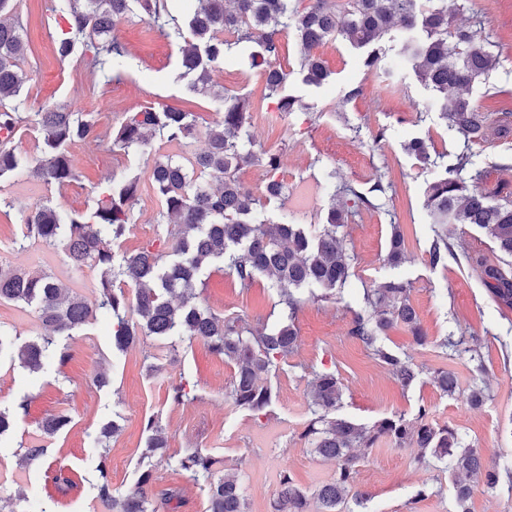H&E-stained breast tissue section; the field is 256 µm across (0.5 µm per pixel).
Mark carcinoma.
Here are the masks:
<instances>
[{
  "mask_svg": "<svg viewBox=\"0 0 512 512\" xmlns=\"http://www.w3.org/2000/svg\"><path fill=\"white\" fill-rule=\"evenodd\" d=\"M170 39L181 40L180 67L194 76L192 88L209 87L211 71L224 64L226 55L243 43L256 50L251 66L265 69L266 96L278 97L277 108L292 112L298 100L282 94L288 71L277 66L281 54V34L290 30L301 47L298 74L307 85L321 86L328 72L314 50L324 42L342 36L357 48L367 50L363 65L369 70L381 67L378 44L395 24L409 34L400 55L415 76L437 94L436 105L447 128L461 135L464 142L483 139L489 117L479 111L460 90L495 69L497 57L491 44L476 30L455 24V14L465 8L448 0H196L189 14L179 16L167 0H57L54 11L65 21L66 30L57 41L60 58L69 57L77 43L92 53V73L107 81L120 77L128 56L126 46L112 36L117 22L133 8ZM26 45L19 28L0 19V179L24 172L27 160L12 146L21 124L30 120L24 112L22 88L28 76L22 68ZM458 93L450 95L448 90ZM251 101L239 95L224 96V113L207 135V147L198 152L199 137L194 114L172 106L156 111L147 108L130 113L120 127L101 129L90 118L64 107L46 108L34 113L35 123L44 132L42 156L30 174L46 184L63 185L76 179L67 158V146L93 140L124 151L154 150L153 141L174 145L177 155H160L149 170L148 180L159 197L162 209L158 223H166L163 245L126 251L114 263L112 245L125 237L131 224V208L139 193V178L111 185L87 212L63 214L48 204L27 205L22 209L25 231L22 240L34 239L61 250L64 265L74 271L85 267L101 270L97 299L85 298L65 286L53 273L31 272L0 267V301L35 306L46 333L25 342L16 352L20 366L40 372L50 358L64 365L68 354L58 349L63 336L89 323L96 314L112 319V347L125 351L143 337L200 340L216 355L234 364L229 390L234 404L254 415L262 414L272 403L269 385L261 375L285 360L298 342L294 325L302 299L296 292L314 286L324 297L336 295L352 276L350 258L343 245L341 228L353 207L375 208L366 195L352 187L331 192L326 223L308 230L287 220L276 224H254V209L272 201L285 206L288 185L276 176V154L245 148L242 139L251 118ZM407 153L426 165L431 160L424 140L414 138L405 145ZM261 164L267 181L255 195L237 179L243 166ZM467 152L446 164L426 189L425 206L433 224L430 261L445 262L451 244L448 227H477L496 248L512 258V193L488 192L483 173L470 172ZM406 249L401 227L393 225L388 262L397 264ZM470 265L480 269L489 294L498 303L512 308V274L480 254L467 256ZM219 262L247 286L265 275L279 291L278 304L287 310L288 322L270 332L258 331L237 320L226 319L195 303L200 276L208 265ZM410 288L390 280L364 293L365 310L354 315L349 335L385 365L399 385L406 389L421 374L409 360L388 350L382 337L396 325L408 329L414 339L427 340L410 303ZM311 388L310 420L303 437L313 452L336 462V477L312 491L283 476L272 503V512H308L315 501L317 512H358L366 497L352 491L356 458L354 451L367 450L381 438L398 448L417 450L415 460L428 464L435 460L450 472L456 512H470L472 479L481 474L493 489L501 475L512 477L509 463L503 467L485 465L481 449L461 446L457 433L435 427L421 409L414 419L403 415L383 418L371 425L336 415L342 386L336 373L315 372ZM70 423L63 414L45 420L44 436L52 437ZM149 435L142 458L151 459L166 447V433L155 419L147 422ZM190 473L207 488V512H247L239 476L221 472L217 460L197 448L166 464ZM100 482L98 498L112 504V512H157L151 492L152 469L140 472L133 487L124 493L112 489L105 455L97 465Z\"/></svg>",
  "mask_w": 512,
  "mask_h": 512,
  "instance_id": "1",
  "label": "carcinoma"
}]
</instances>
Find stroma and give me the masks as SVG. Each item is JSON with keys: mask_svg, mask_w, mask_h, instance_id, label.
I'll list each match as a JSON object with an SVG mask.
<instances>
[{"mask_svg": "<svg viewBox=\"0 0 512 512\" xmlns=\"http://www.w3.org/2000/svg\"><path fill=\"white\" fill-rule=\"evenodd\" d=\"M54 0H16L12 18L29 45L24 64L30 79L24 86L30 111L62 105L67 111L92 114L99 127H119L128 113L149 106L173 104L195 113L200 131L215 125L223 111L221 93L248 94L254 101L247 133L256 148L279 157V178L289 186L306 189V205L298 214L301 224L324 223L331 204V185H350L364 192L376 176L389 187L377 206L360 210L348 219L344 246L351 259L352 276L336 297L325 299L315 287L301 289L303 306L295 320L299 341L294 353L269 373L273 400L265 416L235 406L227 393L234 368L212 354L200 341L168 347L147 339L124 352L112 348V322L97 316L83 329L60 341L69 359L63 367L31 373L10 354L0 355V408L16 416L12 431L0 442V497L24 491L22 512H112L96 498L99 458H106L114 489L123 491L136 481L140 453L146 441L144 426L159 420L167 435L165 455L182 457L202 448L237 472L247 498L248 512H271L282 475L301 487L314 489L336 476V465L311 452L303 433L311 420V371L336 372L343 390L341 416L371 424L395 414L415 418L426 409L437 427L454 428L465 443L482 450L487 465L512 462V309L495 303L480 273L466 261L472 252L491 261L500 254L474 227L457 226L446 264L431 265L428 248L432 226L424 208L425 189L435 170L407 154L403 145L420 137L431 154L455 151L460 142L448 131L426 88L397 53L402 28H394L381 43L382 68L370 71L362 53L344 38L331 39L316 53L329 78L319 87L291 77L287 95L301 100V109L281 115L275 99H262V69L250 67L249 47L238 49L212 74V88L192 90V77L180 68V44L161 36L139 12L127 15L114 30L129 51L131 61L121 80L102 84L90 73L82 53L60 60L55 43L63 25L55 16ZM457 23L476 24L493 42L498 59L488 84L477 83L470 98L489 114L512 112V0H467ZM358 96H350L352 88ZM469 152L474 168L485 175L486 188L512 192V137L488 135L473 142ZM67 155L77 173L63 186L47 185L30 174L0 180V195L25 204L51 200L60 212L83 211L92 206L110 182L144 175L152 166L148 154L105 151L95 144H71ZM160 201L149 185L131 210V224L115 254L133 250L161 236L157 224ZM406 238L402 262L386 260L392 225ZM24 224L15 209L0 210V266L54 273L87 301H95L100 273L67 270L59 256L32 242L19 247ZM408 282L410 300L428 334L417 344L403 328L388 331L384 345L409 357L422 368L418 382L402 389L388 369L373 359L348 331L354 314L364 309L363 294L381 283ZM199 304L253 328L273 329L281 321L278 296L267 277L242 286L235 275L219 265L209 266L202 278ZM465 335L468 353L442 361L437 356L447 336ZM449 367L458 377L455 393L447 394L434 381V372ZM106 370L111 384L96 387L92 379ZM485 384L489 396L471 406L472 386ZM188 385L192 398L175 403L173 386ZM65 414V431L52 438L40 435L42 422ZM117 422L118 434L107 447L97 436L108 422ZM44 445L41 460L23 463L22 446ZM71 484L59 488L58 475ZM354 488L368 501L366 512H454V491L443 465H418L415 451L379 440L360 454L355 464ZM180 492L178 512H207V492L189 473L157 465L152 490Z\"/></svg>", "mask_w": 512, "mask_h": 512, "instance_id": "obj_1", "label": "stroma"}]
</instances>
